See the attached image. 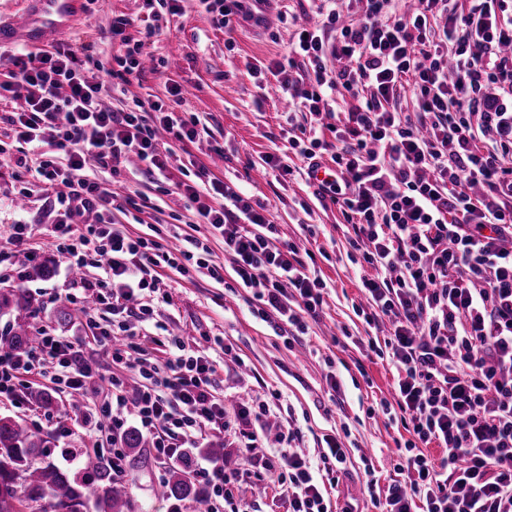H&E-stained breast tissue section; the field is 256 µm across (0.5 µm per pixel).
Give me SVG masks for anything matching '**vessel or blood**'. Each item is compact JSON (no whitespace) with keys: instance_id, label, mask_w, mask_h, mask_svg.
<instances>
[{"instance_id":"1","label":"vessel or blood","mask_w":512,"mask_h":512,"mask_svg":"<svg viewBox=\"0 0 512 512\" xmlns=\"http://www.w3.org/2000/svg\"><path fill=\"white\" fill-rule=\"evenodd\" d=\"M86 0H25V9L0 20V44L17 42L30 48L54 44L60 32L85 17Z\"/></svg>"}]
</instances>
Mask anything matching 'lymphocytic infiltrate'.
I'll return each instance as SVG.
<instances>
[{
	"instance_id": "f902f5d3",
	"label": "lymphocytic infiltrate",
	"mask_w": 512,
	"mask_h": 512,
	"mask_svg": "<svg viewBox=\"0 0 512 512\" xmlns=\"http://www.w3.org/2000/svg\"><path fill=\"white\" fill-rule=\"evenodd\" d=\"M199 2L226 28L235 17L262 23L270 0ZM417 2L401 15L393 0H367L364 16L349 21L330 10L322 22L301 27L268 70L283 89L295 69L305 71L309 87L300 109L309 128L289 138V148L310 167L329 158L330 178L313 195L340 206L354 226V250L375 271L361 279L366 302L358 314L369 324L381 316L390 321L384 338H369L368 347L396 371L393 398L382 410L414 439L395 465L399 480L382 491L368 482L373 505L380 512H512V247L505 245L512 240V137L504 134V112L484 95L496 84L512 96V13L505 0H475L463 17L459 0ZM340 87L354 95L366 88L370 96L334 127L330 143L323 131L335 117L330 98ZM405 88L418 101L416 115L393 107ZM111 91L71 47L17 51L0 81V99L22 105L0 116L11 132L9 141L0 140V156L35 172L65 217L80 210L96 217L81 226L64 217L53 239L71 268L100 269L82 288L86 325L145 380L131 401L124 382L109 378L98 407L111 442L107 462L119 477L128 419L152 435L163 465L182 458L190 438L224 429V402L210 391L212 363L174 336L167 369L159 371L144 362L138 333L121 318L128 302L153 287L156 269L182 276L204 269L216 283L250 289L256 318L299 333L307 330L306 316L322 309L326 284L295 244L280 242L268 215L203 170L177 188L193 203L198 223L223 238L232 278L196 237L173 247L117 230L115 212L142 210L147 201L112 191L88 172L89 160L118 177L134 157L155 182L166 183L174 143L195 141L200 119L177 111V85L170 101L138 100L127 111L104 105ZM48 136L64 160L47 156ZM16 143L22 149L15 156ZM105 306L119 318L115 330L99 329L90 318ZM82 343L45 333L27 357L1 351L0 395L17 394L19 370L36 364L62 367L67 387L85 389L94 374ZM237 417L241 453L253 460L257 478L276 477L286 512H329L325 493L339 482L343 443L329 440L315 466L287 448L259 457L251 409L240 407ZM431 444L442 448L440 461L423 454ZM195 473L209 487L207 512H221L220 502L234 498L235 470L203 461Z\"/></svg>"
}]
</instances>
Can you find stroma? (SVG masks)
<instances>
[{"mask_svg": "<svg viewBox=\"0 0 512 512\" xmlns=\"http://www.w3.org/2000/svg\"><path fill=\"white\" fill-rule=\"evenodd\" d=\"M182 13L167 19L150 17L143 0H92L90 15L73 33L57 41L77 49L87 69L103 76L115 70L120 40L112 36L116 18H132L128 36L153 24L160 34L145 39L146 57L156 69H145L141 77L130 79L122 94L110 99L113 109H123L132 97H166V83L173 80L184 90L181 111L197 114L201 120L195 142L175 147L170 159L173 181H181L189 165L206 167L210 176L222 180L227 190L245 194L273 215L283 241L295 243L300 255H312L327 284V304L317 317L308 319L306 334L288 342L272 327L254 317L253 296L245 288H226L201 273L184 278L161 269L156 289L146 292L145 301L153 313L137 323L136 330L147 337L149 362L163 365L168 357L169 336L182 337L187 348L210 357L216 372L212 392L229 408L228 429L223 436L204 433L194 460H201V448L215 438L224 441L229 466L238 468L234 499L249 505L251 512H285L277 482L259 484L253 469L238 448L234 434V409L268 405L261 440L262 453L280 446V436L291 431L292 448L318 463L326 441L337 437L347 446L345 472L330 490L331 512H379L366 491L368 478L387 485L398 461L397 450L412 435L399 420L379 411L381 400L390 398L393 368L388 359L367 352V339L380 330L358 316L356 306L364 301L360 288L361 270L353 263L350 245L353 230L346 224L336 204L314 199L303 176L284 175L264 167L267 155L288 150V99L277 81L261 86L254 67L269 64L287 54L294 34L306 20L315 18V0H273L267 11V27L239 20L232 29L214 24L211 15L201 12L196 0H182ZM121 194L139 192L151 198L155 207L138 213L117 214L120 230L131 236L157 228L162 239L173 233L174 221L181 231L205 237L213 259L229 264L222 240L210 237L207 225L195 223L187 200L176 190H167L150 176L133 169L121 175ZM30 197L23 204L15 199L20 188ZM54 216L41 185L33 174H19L13 162L0 158V289H20L33 298L39 329L59 336L83 335V317L78 305L68 304L67 294H79L80 281L96 277V269L76 274L66 269V257L52 245ZM24 225L23 244L11 241L13 225ZM54 268L52 277L40 274L42 265ZM68 307L72 319L59 323L56 312ZM347 338L337 339L339 328ZM222 345H215V338ZM24 388L46 389L62 401H74L68 416L35 407L26 397H0V414L22 420L33 431L50 436L55 463H62V450H90L109 447L93 415L100 402L99 385L75 393L57 387L51 374L33 370L21 373ZM338 389H331L330 380ZM132 478L136 512H168V503L156 490L168 475L150 453L127 461Z\"/></svg>", "mask_w": 512, "mask_h": 512, "instance_id": "obj_1", "label": "stroma"}]
</instances>
